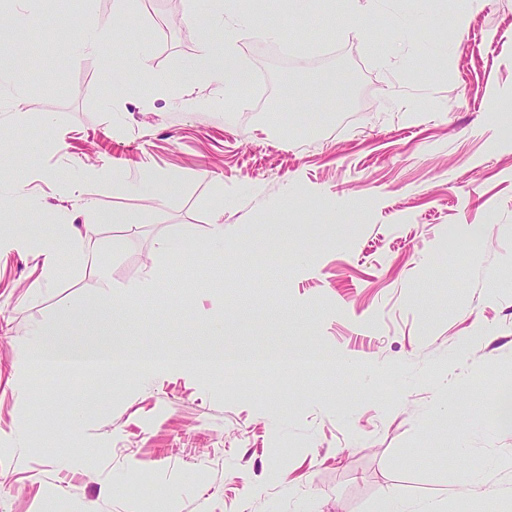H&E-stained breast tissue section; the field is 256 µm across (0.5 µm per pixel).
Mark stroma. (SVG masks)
I'll list each match as a JSON object with an SVG mask.
<instances>
[{"label": "stroma", "mask_w": 512, "mask_h": 512, "mask_svg": "<svg viewBox=\"0 0 512 512\" xmlns=\"http://www.w3.org/2000/svg\"><path fill=\"white\" fill-rule=\"evenodd\" d=\"M233 4L248 18L237 51L270 84L256 109L198 86L190 0H124L117 18L113 0H41L46 23L19 37L21 83L0 87L13 157L0 200L21 181L37 205L0 207V226L57 239L60 217L85 223L86 198L139 219L96 228L113 287L151 282L122 342L176 361L20 373L36 329L97 324L104 294L71 244L50 275L0 253V512H473L482 499L512 512V469L462 493L446 461L512 457L494 413L512 384V0H487L460 36L463 0H316L303 17L288 0ZM108 21L114 41L79 53L81 28ZM146 166L167 179L152 204ZM179 234L184 251L155 252ZM228 348L285 362L241 374L177 360ZM306 350L337 361L296 364Z\"/></svg>", "instance_id": "obj_1"}]
</instances>
